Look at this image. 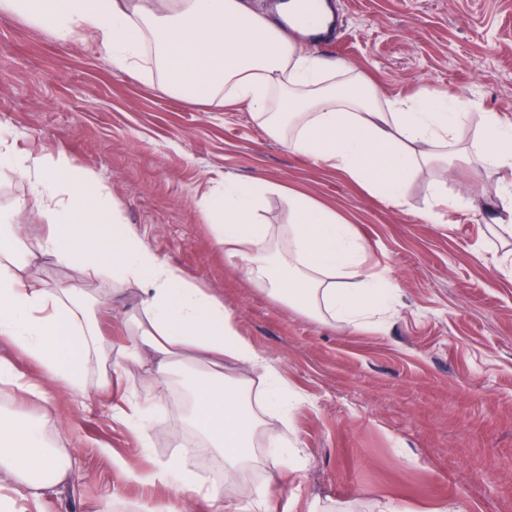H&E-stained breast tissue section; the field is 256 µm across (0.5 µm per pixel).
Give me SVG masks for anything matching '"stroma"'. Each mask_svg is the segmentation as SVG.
<instances>
[{
  "label": "stroma",
  "instance_id": "obj_1",
  "mask_svg": "<svg viewBox=\"0 0 512 512\" xmlns=\"http://www.w3.org/2000/svg\"><path fill=\"white\" fill-rule=\"evenodd\" d=\"M337 42L305 41L308 54L343 62L338 83L372 78L380 94L404 98L426 89L469 102L459 134L478 138L477 113L512 123V0H333ZM0 144L44 157L66 151L111 194L122 222L217 295L240 336L270 361L294 401L288 418L264 419L298 459L273 465L260 446L240 482L224 478L231 505L273 494L278 512H512V275L500 260L507 232L489 235L483 203L496 174L423 169L394 204L335 169L288 151L246 106L216 108L171 94L150 69L119 71L97 44H60L25 20L0 14ZM278 185L262 220L288 221V191L333 208L385 270L394 305L380 322L356 327L317 318L272 298L224 260L204 200L225 183ZM464 202L434 219V194ZM27 202L23 221L14 206ZM38 238L44 219L28 182L0 180V225ZM36 275L108 298L98 309L113 346L126 340L138 285L72 265L42 262ZM130 379L145 399L159 398L148 450L137 449L112 418L109 401L85 410L74 391L51 387V404L0 390V412L51 414L47 436L74 467L40 512H141L165 489L145 483L154 461L176 452L188 397L180 377L158 391L144 369Z\"/></svg>",
  "mask_w": 512,
  "mask_h": 512
}]
</instances>
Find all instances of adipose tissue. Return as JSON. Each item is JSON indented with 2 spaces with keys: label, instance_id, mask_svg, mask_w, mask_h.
<instances>
[{
  "label": "adipose tissue",
  "instance_id": "1",
  "mask_svg": "<svg viewBox=\"0 0 512 512\" xmlns=\"http://www.w3.org/2000/svg\"><path fill=\"white\" fill-rule=\"evenodd\" d=\"M0 13L21 17L68 42L91 38L118 69L136 67L153 42V62L168 88L181 98L213 105L244 104L267 133L289 151L328 164L372 195L399 202L425 167L447 171L451 162L512 173V125L482 115L480 146H460L466 102L424 90L385 99L375 83L359 78L361 95L344 84L324 85L329 62L305 54L283 23L254 9L250 0H0ZM28 181L46 221L41 239L20 248L0 230V345L14 348L41 371L33 377L0 356V386L45 398L44 381L79 392L85 409L97 404L104 383L90 385L94 364L118 354L117 378L154 355L155 381L167 387L188 370L189 418L194 433L181 438L177 456L155 463L147 481L167 488L145 512H185L188 498L207 512H224L223 483L186 467L198 446L213 448L214 461L230 472L244 467L257 442L287 447L283 436L262 427L261 411L287 413L288 390L272 381L265 357L241 338L223 301L187 281L181 270L144 242L139 230L112 218L111 253L81 248L86 227L110 215L112 199L93 176L66 154L44 161L0 149V177ZM265 182L228 184L205 199L213 238L225 261L274 298L309 315L361 325L386 306L388 278L368 264V251L352 225L335 210L302 194L289 197L288 247L271 267L276 233L261 223ZM111 270L113 279L143 285L145 298L127 344L113 349L102 333L91 300L71 285L48 287L29 271L33 261ZM249 365L266 384L225 374V360ZM147 402L126 392L112 415L148 447L153 423ZM47 418L19 419L0 413V512H23L61 485L71 459L52 452Z\"/></svg>",
  "mask_w": 512,
  "mask_h": 512
}]
</instances>
